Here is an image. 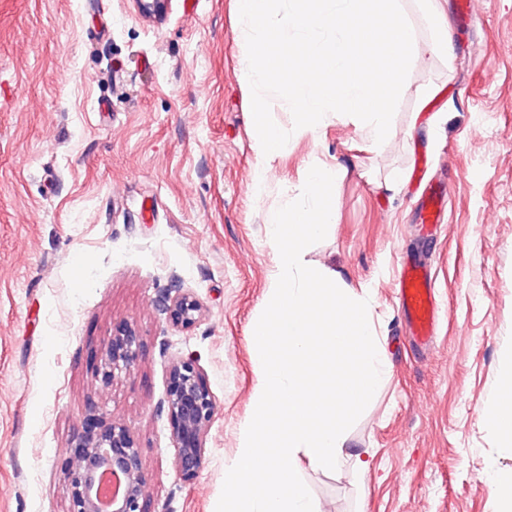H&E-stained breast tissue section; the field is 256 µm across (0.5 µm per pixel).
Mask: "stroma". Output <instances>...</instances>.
Masks as SVG:
<instances>
[{
	"mask_svg": "<svg viewBox=\"0 0 512 512\" xmlns=\"http://www.w3.org/2000/svg\"><path fill=\"white\" fill-rule=\"evenodd\" d=\"M476 10L473 26L451 25L450 56L409 73L379 148L349 118L295 132L276 102L291 137L259 194L233 0H170L159 18L134 0H0V512H69L66 450L92 409L134 434L150 512H215L254 413L251 328L276 260L266 215L314 162L345 175L336 223L306 259L367 292L390 371L346 432L368 470L306 465L303 482L321 512H497L489 471L512 468L487 419L512 373V0ZM423 161L450 191L427 251L411 178ZM418 252L441 307L422 354L394 299ZM175 279L205 308L189 329L155 306ZM122 321L143 355L106 385L100 344ZM188 358L218 414L186 483L158 408Z\"/></svg>",
	"mask_w": 512,
	"mask_h": 512,
	"instance_id": "1",
	"label": "stroma"
}]
</instances>
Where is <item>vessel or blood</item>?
Returning a JSON list of instances; mask_svg holds the SVG:
<instances>
[{
  "label": "vessel or blood",
  "instance_id": "vessel-or-blood-1",
  "mask_svg": "<svg viewBox=\"0 0 512 512\" xmlns=\"http://www.w3.org/2000/svg\"><path fill=\"white\" fill-rule=\"evenodd\" d=\"M447 199L445 183L428 182L415 209L416 223H444ZM394 294L412 345L417 348L426 346L435 333L440 306L431 270L421 257H411L402 262L394 284Z\"/></svg>",
  "mask_w": 512,
  "mask_h": 512
}]
</instances>
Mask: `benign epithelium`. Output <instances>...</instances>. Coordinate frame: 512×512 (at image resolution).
Listing matches in <instances>:
<instances>
[{"label":"benign epithelium","instance_id":"benign-epithelium-1","mask_svg":"<svg viewBox=\"0 0 512 512\" xmlns=\"http://www.w3.org/2000/svg\"><path fill=\"white\" fill-rule=\"evenodd\" d=\"M139 11L162 17L168 0H135ZM169 322L181 328L195 326L204 315L200 300L184 290L179 281L156 300ZM142 341L135 326L123 323L101 344V380L109 384L119 373L134 369L141 358ZM167 414L176 448L174 468L180 480L196 479L203 467L208 430L216 415V401L205 376L192 359L170 366L166 398L159 406ZM65 482L70 491L69 512H102L101 480L109 472L119 481L112 492L110 512H148V492L143 461L128 427L118 421L103 426L86 419L83 431L70 444Z\"/></svg>","mask_w":512,"mask_h":512}]
</instances>
